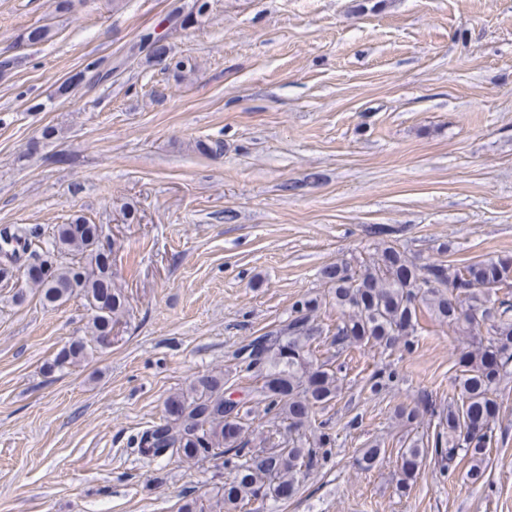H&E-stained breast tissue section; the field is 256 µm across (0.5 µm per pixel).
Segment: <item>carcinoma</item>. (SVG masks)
I'll return each mask as SVG.
<instances>
[{
	"label": "carcinoma",
	"instance_id": "cac0c4a2",
	"mask_svg": "<svg viewBox=\"0 0 512 512\" xmlns=\"http://www.w3.org/2000/svg\"><path fill=\"white\" fill-rule=\"evenodd\" d=\"M208 9V0H193L187 12L176 8V17L181 25H191ZM52 37L48 25L29 27L22 34L29 44ZM155 37L153 30L141 33L128 46L126 58L162 57L165 69L177 75L194 70L190 58L174 57L166 42L157 44ZM121 66L110 57L88 59L57 86L56 96L68 98L78 87L109 82ZM112 253L103 225L83 215L54 225L47 234L18 224L0 230V283L12 279L14 268L26 255L34 260L29 268L41 270L29 281L42 305L55 308L80 298L92 313L91 341L63 347L51 367L62 370L86 361L92 344L107 340L114 324L126 314V296L114 284ZM321 275L342 312L335 328H325L319 321L318 298L297 299L286 324L249 344L247 370L258 381L249 399L224 396L222 375H199L185 392L167 400L165 421L141 434L138 445L149 458L219 461L227 470L222 484L184 497L179 512H245L253 500L293 496L300 479L326 461L336 445L326 423L316 421L344 388L334 358L356 347L413 351L424 311L472 342L459 356V374L448 403L438 405L423 396L411 408L396 412L406 427L426 417L434 423L432 443L409 433L399 448L398 490L403 494L411 490L431 446L446 449L448 464L442 472L466 461L467 478L476 483L484 477L483 462L499 421L498 387L512 381V258L467 264L438 259L418 265L385 242L370 259L356 264L336 262L324 267ZM323 335L330 338L333 353L322 359L314 343ZM396 379L395 370L383 367L370 377L369 390L377 395ZM257 410L287 426L283 431L268 430L260 446L251 448L252 414ZM385 455L381 443L368 444L358 450V469L372 470Z\"/></svg>",
	"mask_w": 512,
	"mask_h": 512
}]
</instances>
